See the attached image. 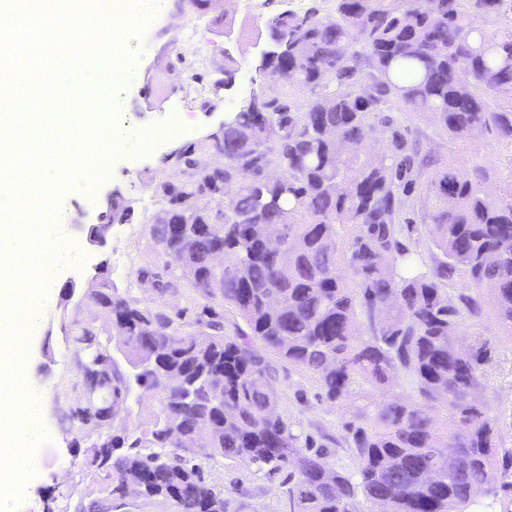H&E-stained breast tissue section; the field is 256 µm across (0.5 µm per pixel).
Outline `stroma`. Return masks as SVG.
<instances>
[{
	"instance_id": "1",
	"label": "stroma",
	"mask_w": 512,
	"mask_h": 512,
	"mask_svg": "<svg viewBox=\"0 0 512 512\" xmlns=\"http://www.w3.org/2000/svg\"><path fill=\"white\" fill-rule=\"evenodd\" d=\"M150 2L154 14L141 38L126 46L133 59L128 80L103 88L114 103L119 153L108 165L107 178L92 193L60 192V211L53 233L65 244L63 258L47 265L46 301L23 324L27 341L26 384L35 396L36 429L45 434L46 440L36 451V474L26 486L20 512H44L48 499L64 489L76 499L99 493L98 479L83 467L84 445L95 440L96 433L78 430L69 418L77 399L70 382L77 371L61 324L63 315L83 312L82 295L91 287L96 266H107L118 289H125L130 280L135 246L143 242L147 223L156 211L153 193L142 185L141 176L164 180L168 173L166 158L172 149L218 130L229 112L257 90L258 85L252 80L253 60L258 53L256 41L265 37L263 17L285 8L300 13L313 7L324 13L329 8L327 0H241L239 5L227 8L233 19L227 36H219L212 24H204L196 43L201 68L206 70L212 63L223 61L228 47L238 60L231 87L222 91L217 109L206 112L181 83L183 67L169 65L166 45L178 37L169 25L177 15V0ZM409 126L423 148L451 163L464 164L474 153L483 157L489 171L487 189L499 194L506 171L493 136L453 143L429 115L412 116ZM148 130L156 134L150 143L144 139ZM116 189L129 201L130 219L113 225L105 246L90 245L83 228L95 222L105 209L108 193ZM70 280L77 284L72 295L64 288ZM482 329L494 343L486 366L485 396L500 413L504 443L512 449V338L503 335L490 308L485 311ZM277 390L279 412L292 432L317 441L329 437L332 462L354 470L351 440L343 425L352 420L356 400L339 403L328 399L308 372L283 363L278 366ZM200 464L209 482L232 490L238 512H290L287 472L270 474L240 458H204Z\"/></svg>"
}]
</instances>
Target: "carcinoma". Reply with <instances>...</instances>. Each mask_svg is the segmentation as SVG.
<instances>
[{
  "label": "carcinoma",
  "mask_w": 512,
  "mask_h": 512,
  "mask_svg": "<svg viewBox=\"0 0 512 512\" xmlns=\"http://www.w3.org/2000/svg\"><path fill=\"white\" fill-rule=\"evenodd\" d=\"M191 2L224 23L216 0ZM264 28L280 53L255 70L284 79L171 154L169 191L134 258V281L153 279L186 306L143 308L105 270L87 315L67 321L95 384L146 421L99 430L83 457L101 495L65 509L109 512L150 469L143 497L229 512L196 462L219 456L292 469L291 512H472L484 497L512 512V450L481 399L489 341L457 336L459 321L481 323L488 291L512 337V183L490 196L479 157L452 165L407 125L430 114L451 141L494 135L512 166V99H497L512 93V0H335L325 15L272 13ZM235 64L226 50L212 79L195 80L215 95ZM369 127L384 131V151H366ZM201 155L223 168L199 166ZM128 214L118 195L106 220ZM268 224L284 228L286 264L263 238ZM212 302L242 321L233 333ZM279 362L331 400H359L346 424L354 471L313 441L297 445L278 413ZM174 426L205 447H181ZM445 449L459 466L448 468Z\"/></svg>",
  "instance_id": "cac0c4a2"
}]
</instances>
